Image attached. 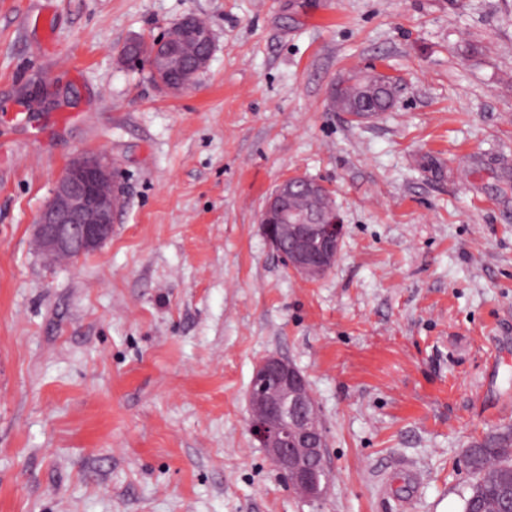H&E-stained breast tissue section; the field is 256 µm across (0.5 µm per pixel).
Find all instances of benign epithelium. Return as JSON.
<instances>
[{
    "instance_id": "7a95c632",
    "label": "benign epithelium",
    "mask_w": 512,
    "mask_h": 512,
    "mask_svg": "<svg viewBox=\"0 0 512 512\" xmlns=\"http://www.w3.org/2000/svg\"><path fill=\"white\" fill-rule=\"evenodd\" d=\"M203 39L206 50L188 69L192 74L206 69L212 57L213 32ZM161 59L168 70L181 68L180 45L169 44ZM113 183L114 168L103 155L85 154L67 165L35 225L47 256L83 254L110 238L117 212ZM297 192L323 200L312 210L294 213L288 199ZM260 224L268 244L298 278L316 282L335 265L344 224L322 183L301 175L281 181L264 205ZM246 403L247 428L257 447L290 489L308 502L320 500L331 474L322 417L307 377L293 362L269 354L255 366Z\"/></svg>"
}]
</instances>
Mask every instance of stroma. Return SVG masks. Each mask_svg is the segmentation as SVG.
Segmentation results:
<instances>
[{"mask_svg": "<svg viewBox=\"0 0 512 512\" xmlns=\"http://www.w3.org/2000/svg\"><path fill=\"white\" fill-rule=\"evenodd\" d=\"M189 14L215 39L189 89L120 59ZM372 69L393 107L334 111ZM81 154L120 207L54 260L34 224ZM296 173L345 224L314 283L259 223ZM269 354L321 410L312 503L247 429ZM507 423L512 0H0V512H463L464 450Z\"/></svg>", "mask_w": 512, "mask_h": 512, "instance_id": "stroma-1", "label": "stroma"}]
</instances>
